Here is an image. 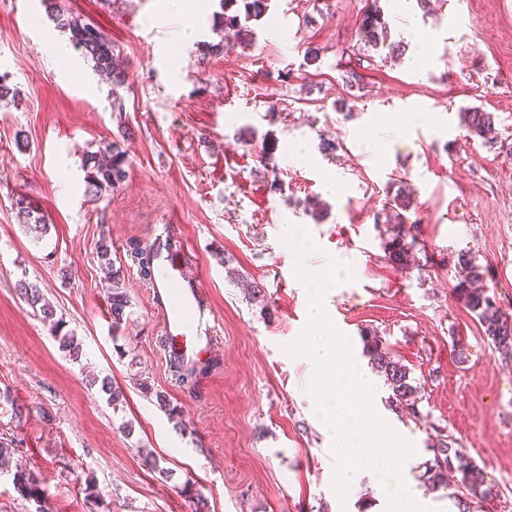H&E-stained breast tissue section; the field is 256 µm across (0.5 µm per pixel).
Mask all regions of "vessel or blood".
Returning a JSON list of instances; mask_svg holds the SVG:
<instances>
[{
    "label": "vessel or blood",
    "mask_w": 512,
    "mask_h": 512,
    "mask_svg": "<svg viewBox=\"0 0 512 512\" xmlns=\"http://www.w3.org/2000/svg\"><path fill=\"white\" fill-rule=\"evenodd\" d=\"M189 263L184 254H161L162 271L151 284V295L168 339L167 357L194 361L213 349L217 321L205 303L203 288L185 274Z\"/></svg>",
    "instance_id": "obj_1"
}]
</instances>
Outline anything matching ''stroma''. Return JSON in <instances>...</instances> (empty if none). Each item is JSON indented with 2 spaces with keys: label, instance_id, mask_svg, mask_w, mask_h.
<instances>
[{
  "label": "stroma",
  "instance_id": "obj_1",
  "mask_svg": "<svg viewBox=\"0 0 512 512\" xmlns=\"http://www.w3.org/2000/svg\"><path fill=\"white\" fill-rule=\"evenodd\" d=\"M168 3L61 0L111 38L127 72L115 86L41 0H0V77L19 93L0 102V438L15 440V464L39 475L48 512H386L368 477L338 498L313 370L291 351L308 323L296 265L317 273L333 258L353 278L324 297L326 315L356 354L364 333L377 335L419 388L416 416L386 383L374 397L417 438L416 489L429 444L449 435L493 487L473 512H512V362L488 347L457 268L472 253L488 295L512 313V0H380L405 47L398 57L361 43L367 0H272L247 43L225 37L220 0H182L177 18ZM352 69L362 77L353 94ZM465 107L494 113L500 145L467 137ZM112 140L126 177L95 199L84 157ZM266 151L274 169L260 162ZM401 185L414 198L401 223L417 239L404 267L386 255L383 224ZM19 196L46 233L18 222ZM168 224L219 324L215 366L190 387L174 379L132 257L164 241ZM291 227L315 250L297 257ZM23 277L76 336L79 357L20 297ZM116 282L130 300L117 328ZM251 282L263 297L251 298ZM104 377L121 387L119 404L101 392Z\"/></svg>",
  "mask_w": 512,
  "mask_h": 512
}]
</instances>
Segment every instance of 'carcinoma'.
Segmentation results:
<instances>
[{
  "label": "carcinoma",
  "instance_id": "1",
  "mask_svg": "<svg viewBox=\"0 0 512 512\" xmlns=\"http://www.w3.org/2000/svg\"><path fill=\"white\" fill-rule=\"evenodd\" d=\"M238 2L243 3V10L230 13L233 5ZM379 2L380 0H372V6L363 14L359 26L360 40L375 50L386 49L388 54L399 56L403 49L401 45L388 41L389 26ZM45 6L54 15L58 27L70 32L73 45L93 63L96 72L105 76L114 85L120 86L125 83L126 72L118 68L112 40L100 27L78 14L63 9L59 0H45ZM269 7L270 0H224V26L234 29L241 37L248 39L252 34L249 22L262 17ZM461 123L469 135L480 138L483 143L491 147L498 144L499 131L493 113L466 108L461 112ZM124 163L125 152L115 142L96 152L88 153L84 162L86 192L96 197L112 191L125 178ZM16 211L23 223L35 230L45 229L44 217L36 213L26 198L20 196L16 199ZM408 237L409 234L406 232L396 233L389 247V259L405 263L409 250L416 245L414 240L407 241ZM457 266L459 273L463 274L464 281L469 285L468 290L464 291L467 305L476 315L489 345L501 358L512 359V316L501 311L485 289L473 287L480 279V273L470 253L459 254ZM18 291L43 321L60 325L55 310L45 301L38 284L21 279ZM128 304L126 293L120 290L119 286H113L110 296L112 327L121 325ZM364 349L373 369L384 377L391 389L392 399L396 405L418 413L417 387L412 384L409 368L376 335L364 338ZM172 368L177 382L191 385L207 375L212 365L174 360ZM430 451L433 457L426 462L421 478L432 488L438 489L448 487V473L459 475L460 484L456 485V488L458 506L462 508V512H470L473 504L491 496V488L487 486L484 470L465 454L463 448L451 436L437 437ZM14 486L21 497L37 504V512H45L46 491L35 472L26 469L16 471Z\"/></svg>",
  "mask_w": 512,
  "mask_h": 512
}]
</instances>
